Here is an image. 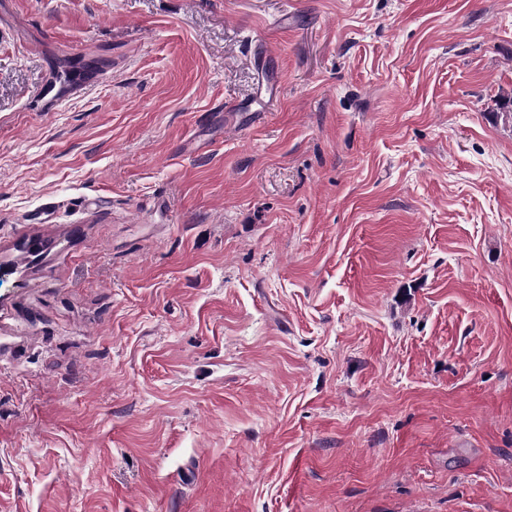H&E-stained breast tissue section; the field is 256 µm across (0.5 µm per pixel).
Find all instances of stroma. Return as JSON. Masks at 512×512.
<instances>
[{"label": "stroma", "mask_w": 512, "mask_h": 512, "mask_svg": "<svg viewBox=\"0 0 512 512\" xmlns=\"http://www.w3.org/2000/svg\"><path fill=\"white\" fill-rule=\"evenodd\" d=\"M511 104L512 0H0V512H512Z\"/></svg>", "instance_id": "obj_1"}]
</instances>
